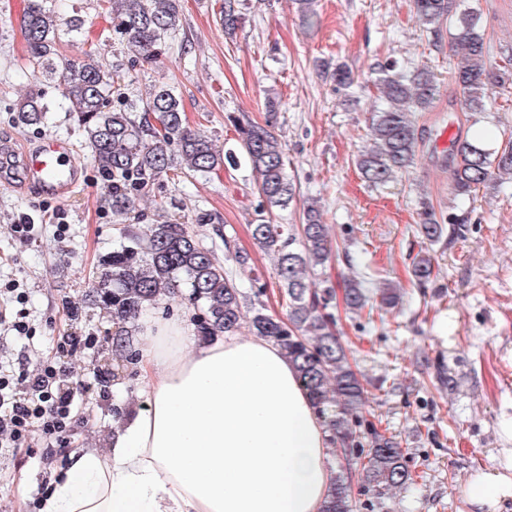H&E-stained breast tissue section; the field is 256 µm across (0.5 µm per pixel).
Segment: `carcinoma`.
<instances>
[{
  "mask_svg": "<svg viewBox=\"0 0 512 512\" xmlns=\"http://www.w3.org/2000/svg\"><path fill=\"white\" fill-rule=\"evenodd\" d=\"M106 10L120 20L127 47L145 59L172 48L180 27L179 0H103ZM422 25L448 32L461 59L453 77L464 93L470 112L486 111L489 90L509 80L488 62L489 49L475 7L457 11L454 0H414ZM222 25L228 34L242 24L239 0H224ZM62 25L59 15L44 0H31L21 19L27 42L29 67L34 77L43 76L62 86L63 107L82 122L91 156L112 185V212L130 210L131 190H142L162 174L178 170L189 176H205L224 166V156L203 133L190 128L181 100L165 85L150 93L140 119L132 117L137 107L111 106L112 74L92 51L80 58H58L56 41ZM382 106L370 129L372 146L358 159L363 177L370 183L390 181L412 166L418 132L412 113L432 106L437 87L426 68L409 76L397 65L379 66L374 81ZM49 104L37 92L18 104L16 123L22 127L47 123ZM244 150V158L257 178L267 210H285L297 201V187L286 172L284 152L278 138L265 126L230 116ZM448 180L451 194L466 199L491 183L512 181V137L496 149L484 145V133L455 139L448 150ZM419 232L430 242L445 233V223L464 224L467 216L450 213L437 217L427 198L419 201ZM252 239L262 252L276 258V273L288 317L252 307L249 331L273 341L288 355L305 383L315 408L325 417L333 440L342 443L345 459L360 462V475L369 506L383 509L394 492L416 483L407 464L406 451L393 436L379 431L363 414L367 390L353 369L345 348L332 328L327 309L336 298L334 288L315 286L313 276L331 258L327 225L312 204L303 202V224L252 225ZM416 281L434 276L431 258L418 259L412 269ZM98 302L112 317L127 324L149 307L181 297L194 309L196 332L213 336L242 328L244 295L228 278L213 249L204 246L186 224L162 221L143 231L127 226L121 241L101 262L91 284ZM343 301L350 311L364 308L369 297L358 277L346 279ZM364 441H359V438ZM351 472L341 470L330 490L324 512H355Z\"/></svg>",
  "mask_w": 512,
  "mask_h": 512,
  "instance_id": "carcinoma-1",
  "label": "carcinoma"
}]
</instances>
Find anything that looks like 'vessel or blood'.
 Masks as SVG:
<instances>
[{
  "instance_id": "obj_1",
  "label": "vessel or blood",
  "mask_w": 512,
  "mask_h": 512,
  "mask_svg": "<svg viewBox=\"0 0 512 512\" xmlns=\"http://www.w3.org/2000/svg\"><path fill=\"white\" fill-rule=\"evenodd\" d=\"M22 163L32 178L57 197L72 195L79 185L73 157L61 143L51 142L34 153L24 154Z\"/></svg>"
}]
</instances>
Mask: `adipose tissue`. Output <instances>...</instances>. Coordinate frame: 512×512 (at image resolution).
<instances>
[{"label":"adipose tissue","mask_w":512,"mask_h":512,"mask_svg":"<svg viewBox=\"0 0 512 512\" xmlns=\"http://www.w3.org/2000/svg\"><path fill=\"white\" fill-rule=\"evenodd\" d=\"M143 407L109 451L74 452L40 512H323L334 481L324 417L275 344L224 333L186 343L147 320ZM475 512H512V474L481 468Z\"/></svg>","instance_id":"ef3b65f1"}]
</instances>
